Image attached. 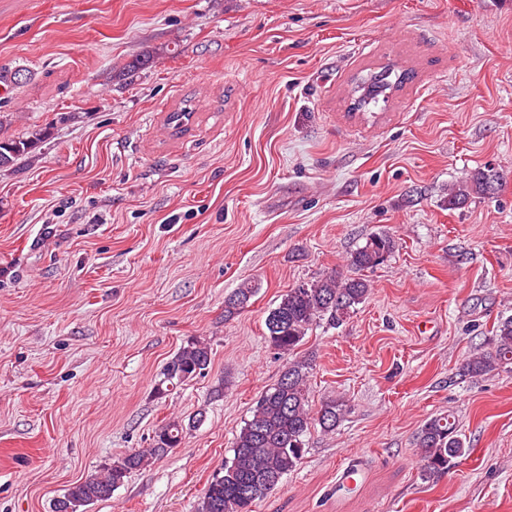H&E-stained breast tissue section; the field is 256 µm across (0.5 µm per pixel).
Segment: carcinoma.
Returning <instances> with one entry per match:
<instances>
[{"label": "carcinoma", "instance_id": "cac0c4a2", "mask_svg": "<svg viewBox=\"0 0 512 512\" xmlns=\"http://www.w3.org/2000/svg\"><path fill=\"white\" fill-rule=\"evenodd\" d=\"M409 79L392 67L362 79L357 108L376 105L379 97ZM45 132L39 130L27 138L0 141V167L36 149ZM503 183V173L478 169L466 178L465 184L448 193V208L463 206L470 195H491ZM397 247L388 233L366 238L350 256L351 274L327 273L321 278L288 290L265 319L268 342L283 355H292L302 344L310 327L320 321L336 325L363 303L370 293L368 281L360 272L383 264ZM257 292V284L242 282L224 301V318L235 317ZM211 363L207 343L192 339L180 347L164 364L155 385L157 395L168 392L206 373ZM512 367V316L500 319L490 338V348L472 353L464 364V372L481 377L500 368ZM311 363L291 359L277 382L260 394L251 407L233 442L232 456L213 474L198 512H254L256 504L279 486L284 476L296 469L306 452V437L311 426L319 424L332 432L343 417V408L336 400L322 403L319 411L309 405L308 378ZM202 421L195 415L188 422L172 420L159 425L151 447L131 449L112 463L82 481L71 484L65 492L76 506L74 512L112 497L130 474L143 469L150 459L178 446L188 429ZM424 461V472L431 475L448 469L453 460L465 455L466 448L458 434L455 418L448 414L434 416L421 427L417 436Z\"/></svg>", "mask_w": 512, "mask_h": 512}]
</instances>
